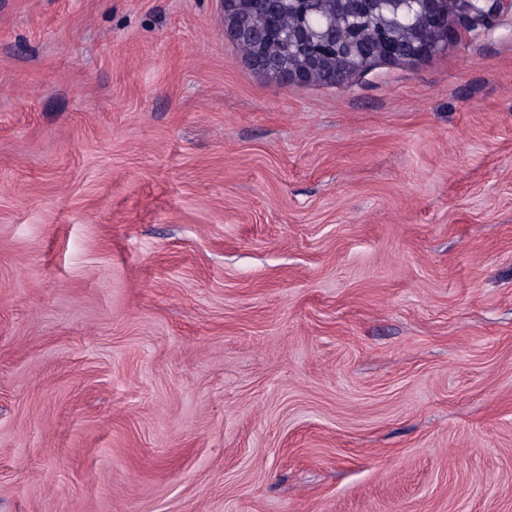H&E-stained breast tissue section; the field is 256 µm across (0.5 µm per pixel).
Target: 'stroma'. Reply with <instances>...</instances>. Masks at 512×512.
Masks as SVG:
<instances>
[{
	"label": "stroma",
	"instance_id": "obj_1",
	"mask_svg": "<svg viewBox=\"0 0 512 512\" xmlns=\"http://www.w3.org/2000/svg\"><path fill=\"white\" fill-rule=\"evenodd\" d=\"M223 0H0V512H512V14L338 85Z\"/></svg>",
	"mask_w": 512,
	"mask_h": 512
}]
</instances>
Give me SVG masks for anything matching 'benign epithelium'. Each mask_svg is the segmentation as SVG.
<instances>
[{"label": "benign epithelium", "instance_id": "7a95c632", "mask_svg": "<svg viewBox=\"0 0 512 512\" xmlns=\"http://www.w3.org/2000/svg\"><path fill=\"white\" fill-rule=\"evenodd\" d=\"M264 0H224V33L257 69L294 85L340 84L379 61H413L447 49L456 27L490 26L512 0H292L296 18L249 24L243 16ZM302 48L282 63L270 45Z\"/></svg>", "mask_w": 512, "mask_h": 512}]
</instances>
